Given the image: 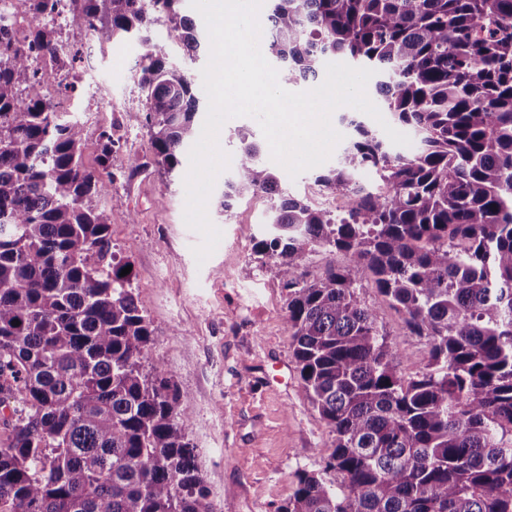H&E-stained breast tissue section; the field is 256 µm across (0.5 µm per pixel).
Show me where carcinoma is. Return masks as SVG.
Listing matches in <instances>:
<instances>
[{
	"mask_svg": "<svg viewBox=\"0 0 512 512\" xmlns=\"http://www.w3.org/2000/svg\"><path fill=\"white\" fill-rule=\"evenodd\" d=\"M36 24L0 40V512H214L186 427L189 410L145 355L155 330L112 251L85 168L83 126L23 95L51 74L59 0H20ZM99 44L144 46L134 119L171 174L200 132L201 94L145 35L201 37L184 0H72ZM265 55L313 87L330 61L373 66L375 92L413 130L411 156L357 112L315 184L344 206L289 195L241 135L220 205L264 194L270 221L254 251L286 290L303 389L325 421L328 483L306 470L277 512H512V0H267ZM108 167L116 140L100 135ZM372 171L384 189L367 190ZM339 252L318 279L310 257ZM367 280L426 341L401 371ZM19 325H12V321Z\"/></svg>",
	"mask_w": 512,
	"mask_h": 512,
	"instance_id": "carcinoma-1",
	"label": "carcinoma"
}]
</instances>
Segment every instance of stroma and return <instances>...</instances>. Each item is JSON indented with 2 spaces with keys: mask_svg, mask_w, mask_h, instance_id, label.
Returning a JSON list of instances; mask_svg holds the SVG:
<instances>
[{
  "mask_svg": "<svg viewBox=\"0 0 512 512\" xmlns=\"http://www.w3.org/2000/svg\"><path fill=\"white\" fill-rule=\"evenodd\" d=\"M61 36L81 42L79 92L66 96V116L84 125L82 160L98 169L99 133L111 126L120 148L113 171L125 172L98 204L110 217L112 249L132 266L131 288L155 330L148 364L164 367L192 413L188 437L215 512H277L299 470L324 474L331 435L306 397L287 328L286 292L252 250L266 220L268 202L246 195L231 210L219 205L223 183L208 203L221 229L215 252L197 263L202 241L184 221L186 168L173 174L153 161L147 130L130 119L142 103L138 40L99 47L85 28L65 21ZM110 101L118 113L101 111ZM138 168H130V158ZM252 266L251 278L241 276ZM360 297L373 306L393 349L411 373L426 343L409 335L401 316L372 285Z\"/></svg>",
  "mask_w": 512,
  "mask_h": 512,
  "instance_id": "1",
  "label": "stroma"
}]
</instances>
